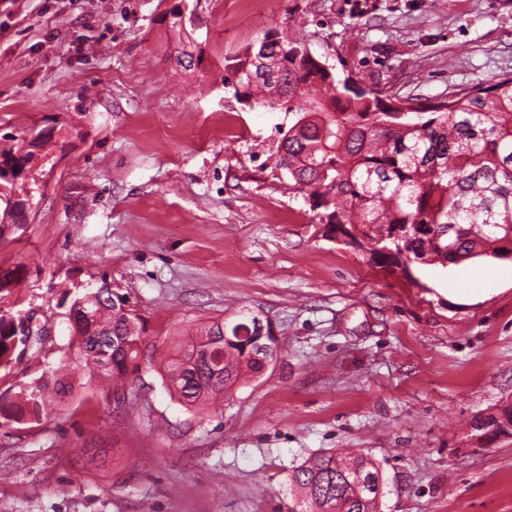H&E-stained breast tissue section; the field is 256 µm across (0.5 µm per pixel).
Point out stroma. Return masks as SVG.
Listing matches in <instances>:
<instances>
[{
    "instance_id": "stroma-1",
    "label": "stroma",
    "mask_w": 512,
    "mask_h": 512,
    "mask_svg": "<svg viewBox=\"0 0 512 512\" xmlns=\"http://www.w3.org/2000/svg\"><path fill=\"white\" fill-rule=\"evenodd\" d=\"M175 2L0 0V138H45L0 268L22 266L20 308L51 329L0 371V403L71 341L77 285L127 294L146 344L125 412L73 363L64 404L0 426V512H287L292 468L346 448L380 467L381 512H512V435L471 437L512 406V259L376 265L275 168L293 115L224 87L270 36L396 101L487 86L512 74V0H186L184 46ZM246 316L279 358L186 410L171 339Z\"/></svg>"
}]
</instances>
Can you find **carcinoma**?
Masks as SVG:
<instances>
[{"mask_svg":"<svg viewBox=\"0 0 512 512\" xmlns=\"http://www.w3.org/2000/svg\"><path fill=\"white\" fill-rule=\"evenodd\" d=\"M164 21L183 38L181 4ZM224 71V87L236 100L254 98L270 112L296 116L277 165L292 187L307 193L321 223L347 230L352 246L395 265L403 251L411 262L443 267L512 254L511 75L442 101L396 103L334 76L305 44L276 39L245 49ZM41 147L35 138L0 149V199L14 204L19 219L26 200L15 193ZM22 275L19 265L0 269V312L11 314L0 315V369L26 352L14 324L21 314L4 309ZM99 292L86 288L74 298L71 308L80 317L59 362L92 364L124 390L141 367L138 316L127 295ZM239 328L257 331L256 317L231 328L212 324L169 361L162 377L183 406L222 397L241 377L263 370L264 354L253 340L235 342ZM72 390L63 379L21 385L13 402L0 405V426L38 422L44 406ZM288 484L300 492L288 512H379L384 482L365 455L328 451L293 467Z\"/></svg>","mask_w":512,"mask_h":512,"instance_id":"obj_1","label":"carcinoma"}]
</instances>
